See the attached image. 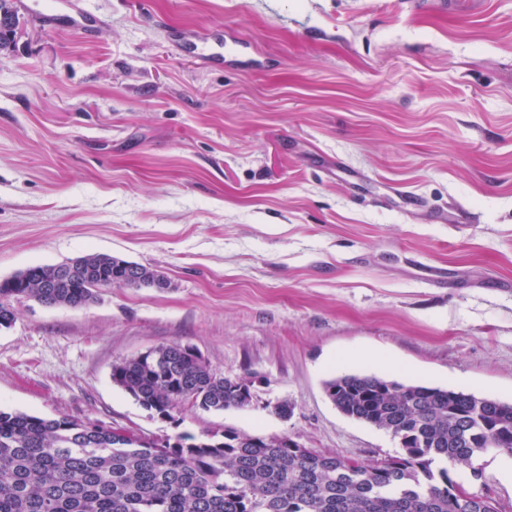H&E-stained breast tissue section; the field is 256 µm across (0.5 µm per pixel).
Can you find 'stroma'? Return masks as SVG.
<instances>
[{
  "label": "stroma",
  "instance_id": "stroma-1",
  "mask_svg": "<svg viewBox=\"0 0 512 512\" xmlns=\"http://www.w3.org/2000/svg\"><path fill=\"white\" fill-rule=\"evenodd\" d=\"M13 0L0 52V279L87 253L164 273L82 309L14 302L0 409L150 435L232 429L381 461L354 370L512 403V0ZM83 14V33L69 21ZM243 45L223 68L176 41ZM170 343L253 408L151 416L112 382ZM288 400V419L267 403ZM452 469L512 512V456ZM18 18L9 0H0V49H7L14 40Z\"/></svg>",
  "mask_w": 512,
  "mask_h": 512
}]
</instances>
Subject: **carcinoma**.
I'll return each mask as SVG.
<instances>
[{
    "mask_svg": "<svg viewBox=\"0 0 512 512\" xmlns=\"http://www.w3.org/2000/svg\"><path fill=\"white\" fill-rule=\"evenodd\" d=\"M17 24L10 0H0L1 50ZM68 264L75 274L57 288L43 287L53 264L0 280V327L14 321V300L78 308L102 288L170 286L159 271L115 256L88 253ZM112 381L176 427L191 410L253 406L232 377L180 343L121 360ZM324 391L342 414L390 433L401 453L367 463L231 429L117 436L101 420L0 409V512H497L446 462L478 480L472 460L490 442L512 455L511 403L361 372L325 381Z\"/></svg>",
    "mask_w": 512,
    "mask_h": 512,
    "instance_id": "cac0c4a2",
    "label": "carcinoma"
}]
</instances>
